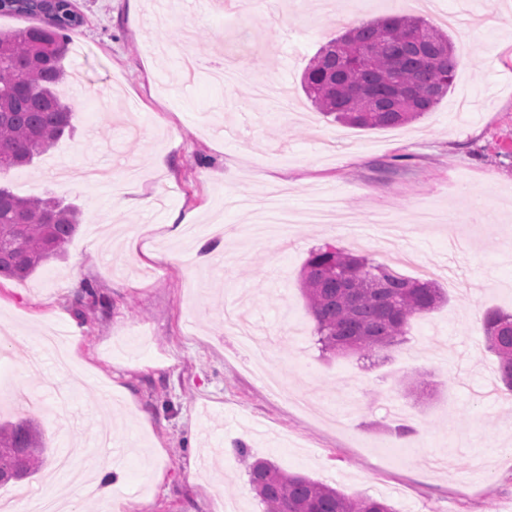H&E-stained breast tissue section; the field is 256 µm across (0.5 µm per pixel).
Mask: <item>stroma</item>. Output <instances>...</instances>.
<instances>
[{
	"label": "stroma",
	"instance_id": "35a3bbf8",
	"mask_svg": "<svg viewBox=\"0 0 512 512\" xmlns=\"http://www.w3.org/2000/svg\"><path fill=\"white\" fill-rule=\"evenodd\" d=\"M74 4L84 23L58 88L74 130L0 174L16 195L61 197L83 213L64 259L0 281V323L30 342L0 341V416H16L14 394L40 392L25 412L49 447L117 478L91 497L71 489L73 512L116 496L141 512H261L252 459L386 498L395 512H512V398L480 324L486 310L512 312V0H473L447 31L468 48L448 95L393 128L332 122L307 99L305 67L345 31L325 0H277L244 18L237 0H174L165 12L140 0L136 17L129 0ZM185 34L198 56L233 57L252 82L228 90L209 68L189 74L180 55L155 53ZM257 83L294 112L270 111ZM274 186L299 213L323 190L357 223L389 210L409 229L379 243L302 221L292 236L251 240L240 200ZM428 206L462 221L420 223ZM172 211L196 236L170 237ZM204 241L222 248L220 262L197 261ZM327 243L435 281L448 301L412 320L399 348L321 353L302 269ZM88 283L107 308L80 305ZM234 306L275 356L287 398L268 397L244 366L224 328ZM73 325L71 372L31 365L46 331ZM401 424L411 434L396 436Z\"/></svg>",
	"mask_w": 512,
	"mask_h": 512
}]
</instances>
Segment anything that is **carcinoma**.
I'll return each mask as SVG.
<instances>
[{
    "label": "carcinoma",
    "instance_id": "obj_1",
    "mask_svg": "<svg viewBox=\"0 0 512 512\" xmlns=\"http://www.w3.org/2000/svg\"><path fill=\"white\" fill-rule=\"evenodd\" d=\"M0 14L43 21L38 27L0 32V172L29 165L71 129L72 104L57 94L66 78L69 33L83 24L72 0H55L44 19V0H0ZM454 46L421 17L384 16L348 30L310 61L303 89L337 122L362 128L403 125L433 110L451 88ZM82 212L53 196L19 197L0 185V278L24 280L58 258L76 233ZM303 294L321 350L379 354L404 342L410 322L445 302L429 280L407 277L387 263L325 244L303 266ZM487 348L512 391V314L482 317ZM50 449L36 420L0 421V467L17 462L22 480L44 465ZM249 483L264 512H394L382 498L348 497L267 460L248 467Z\"/></svg>",
    "mask_w": 512,
    "mask_h": 512
}]
</instances>
